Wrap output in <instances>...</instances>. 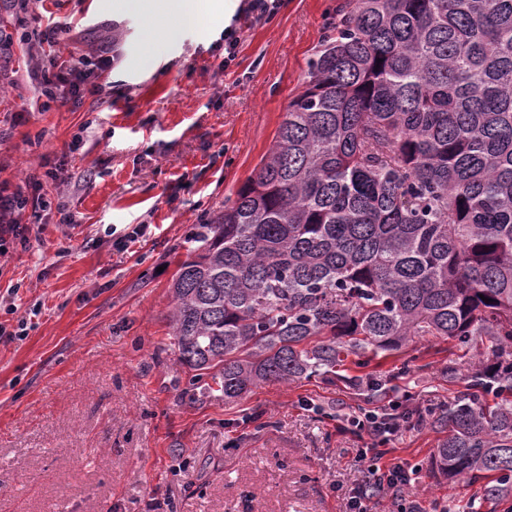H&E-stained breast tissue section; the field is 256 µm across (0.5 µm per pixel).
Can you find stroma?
Instances as JSON below:
<instances>
[{"label":"stroma","mask_w":512,"mask_h":512,"mask_svg":"<svg viewBox=\"0 0 512 512\" xmlns=\"http://www.w3.org/2000/svg\"><path fill=\"white\" fill-rule=\"evenodd\" d=\"M178 39L152 30L176 0H57L28 13L0 9L12 63L0 79V182L25 188L44 157L64 159L76 223L29 227V244H0V291L20 284L19 312L36 309L27 336L0 342V512H345L364 479L349 415L384 406L356 388L351 362L330 379L269 382L235 403L203 390L173 345L170 284L193 226L224 201L272 146L289 101L302 89L326 23L348 0H282L264 23L233 0ZM69 23L66 58L108 52L112 102L53 103L21 124L34 88L16 37L22 26ZM241 42L232 62L217 50L225 27ZM77 152H69L73 135ZM147 225L127 252L113 234ZM473 354L418 336L382 360L376 377L409 392L419 424L402 432L385 462L418 469L406 501L421 512L468 500L483 476L455 483L433 474L440 439L430 409L464 390ZM455 363L459 379L442 370Z\"/></svg>","instance_id":"1"}]
</instances>
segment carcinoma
Here are the masks:
<instances>
[{
	"mask_svg": "<svg viewBox=\"0 0 512 512\" xmlns=\"http://www.w3.org/2000/svg\"><path fill=\"white\" fill-rule=\"evenodd\" d=\"M186 251L167 320L190 385L226 403L414 336L490 343L433 412L432 464L483 474L482 503L512 498V0H353Z\"/></svg>",
	"mask_w": 512,
	"mask_h": 512,
	"instance_id": "1",
	"label": "carcinoma"
}]
</instances>
